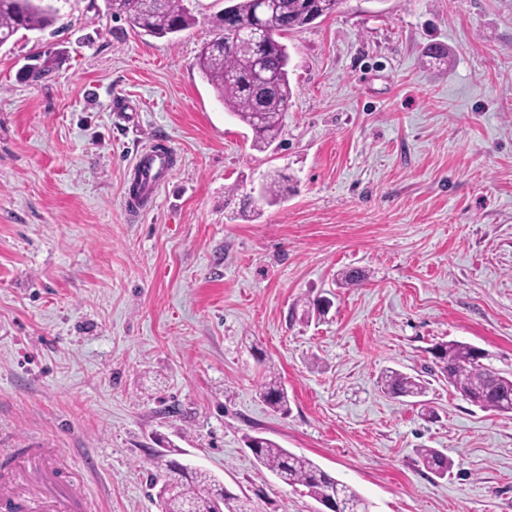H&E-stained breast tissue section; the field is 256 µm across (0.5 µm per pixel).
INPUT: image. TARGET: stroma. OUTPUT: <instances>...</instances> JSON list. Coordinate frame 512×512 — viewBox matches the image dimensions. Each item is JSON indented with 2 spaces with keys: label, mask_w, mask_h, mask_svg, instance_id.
<instances>
[{
  "label": "stroma",
  "mask_w": 512,
  "mask_h": 512,
  "mask_svg": "<svg viewBox=\"0 0 512 512\" xmlns=\"http://www.w3.org/2000/svg\"><path fill=\"white\" fill-rule=\"evenodd\" d=\"M183 4L196 24L169 39L53 0L52 26L0 46V450L63 449L93 512H161V454L254 512H317L249 435L371 512H512V415L435 378L430 415L378 386L449 340L512 371V0H343L286 34L293 98L266 151L196 65L227 0ZM155 142L174 168L134 213ZM275 171L283 200L243 213ZM346 268L362 286H337ZM261 395L274 412L282 415L288 414V395L271 372L262 385ZM247 447L251 449L256 461L269 469L282 483L290 487H304L307 494L317 502L331 497L348 504L365 500L312 460L281 448L270 439L249 436ZM419 456L424 467L437 476L446 475L452 465L447 457L432 448L420 449Z\"/></svg>",
  "instance_id": "stroma-1"
}]
</instances>
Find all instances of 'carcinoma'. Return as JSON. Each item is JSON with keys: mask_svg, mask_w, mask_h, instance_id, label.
Wrapping results in <instances>:
<instances>
[{"mask_svg": "<svg viewBox=\"0 0 512 512\" xmlns=\"http://www.w3.org/2000/svg\"><path fill=\"white\" fill-rule=\"evenodd\" d=\"M342 0H275L264 20V39L258 43L248 35L257 14L256 0H232L230 9L218 18L219 33L197 57V66L225 111L245 124L252 133V146L269 148L280 137L283 121L293 97L288 78L289 55L281 42L283 35L301 29L320 17L337 11ZM55 10L35 0H0V46L19 30H41L54 19ZM112 16L125 19L134 29L154 37H167L195 24L194 16L182 0H112ZM284 176L269 175L259 200L276 204L283 195ZM340 284L358 287L365 280L362 271L338 274ZM438 378L448 383L462 398L483 410L512 413V373L484 363L487 352L460 341L439 343L432 349ZM381 389L387 395L422 397L427 381L389 370L381 376ZM261 395L276 413L288 414V395L275 375L267 377ZM247 447L256 461L269 469L282 483L302 486L317 501L336 497L348 504L363 501L352 488L337 480L312 460L280 447L270 439L250 436ZM425 468L444 476L451 461L432 448L419 450ZM158 474L151 484L165 487L162 512H185L193 504L196 512H216L217 482L208 473L176 461L156 462Z\"/></svg>", "mask_w": 512, "mask_h": 512, "instance_id": "obj_1", "label": "carcinoma"}]
</instances>
